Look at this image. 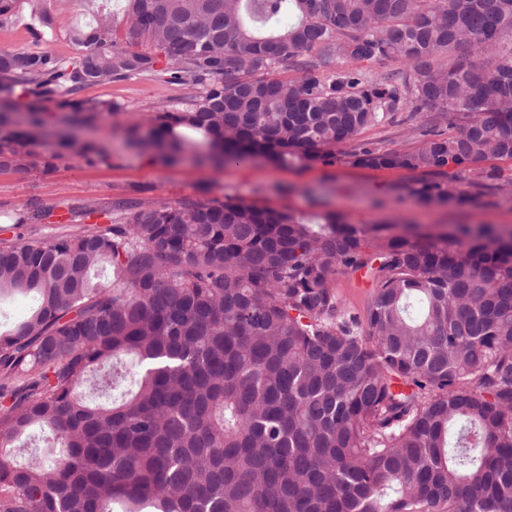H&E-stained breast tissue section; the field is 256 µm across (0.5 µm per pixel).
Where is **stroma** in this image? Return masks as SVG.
Wrapping results in <instances>:
<instances>
[{
    "label": "stroma",
    "instance_id": "35a3bbf8",
    "mask_svg": "<svg viewBox=\"0 0 512 512\" xmlns=\"http://www.w3.org/2000/svg\"><path fill=\"white\" fill-rule=\"evenodd\" d=\"M183 87L156 75H140L108 85L86 87L89 101L112 99L123 112L109 124L78 126L65 112L47 104L51 118L37 137L40 149L61 151L49 174L0 171V242L15 240L13 215L32 201L54 207L56 214L95 200L101 204L123 198L164 200L231 197L247 204L287 210L313 218L332 212L362 228L390 225L394 232L417 230L434 236L458 224H488L512 229V161H495L498 176L482 186L468 177L456 184L465 204L422 201L417 188L428 179L420 171L365 169L339 161L333 165H281L264 157L217 168L185 159L171 164L148 159L126 143V129L150 126L153 108L176 102ZM105 150L108 162H89L87 147ZM336 293L351 315L364 317L372 299L368 280L360 274L335 277Z\"/></svg>",
    "mask_w": 512,
    "mask_h": 512
}]
</instances>
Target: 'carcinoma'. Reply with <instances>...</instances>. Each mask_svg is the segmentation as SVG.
Segmentation results:
<instances>
[{
	"label": "carcinoma",
	"instance_id": "obj_1",
	"mask_svg": "<svg viewBox=\"0 0 512 512\" xmlns=\"http://www.w3.org/2000/svg\"><path fill=\"white\" fill-rule=\"evenodd\" d=\"M57 2L0 0V28L44 43ZM88 2L74 55L0 49V93L28 99L0 109V171L56 168L24 130L44 102L109 123L118 104L78 93L142 74L197 90L126 130L171 160L200 144L217 166L344 158L431 174L417 195L460 204L455 177L480 186L512 160V0ZM296 65L309 75L272 76ZM404 110L433 114L419 147L359 139ZM114 210L128 217L0 247V296L34 299L0 333V512H512V231L434 240L217 198L77 207ZM51 217L30 202L15 226ZM103 266L109 285L91 280ZM360 270L362 320L335 287ZM32 428L53 460L29 453ZM333 67H341V68H356L359 67L362 70L369 71L374 76H379L385 73L390 72H402L403 75H409V68L400 65L394 61H383V62H373V63H354L347 59H336L333 62Z\"/></svg>",
	"mask_w": 512,
	"mask_h": 512
}]
</instances>
